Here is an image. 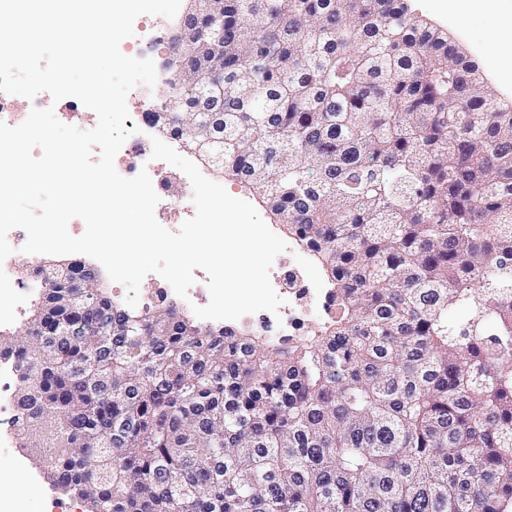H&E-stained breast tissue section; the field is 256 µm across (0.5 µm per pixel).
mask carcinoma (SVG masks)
I'll return each instance as SVG.
<instances>
[{
	"mask_svg": "<svg viewBox=\"0 0 512 512\" xmlns=\"http://www.w3.org/2000/svg\"><path fill=\"white\" fill-rule=\"evenodd\" d=\"M159 130L323 265L289 347L41 277L15 425L87 512H507L512 102L406 0H207ZM211 175L209 177L210 180H213L215 182H224V188L227 190V192L232 195L233 197L245 200L249 203H251L259 212L261 218L264 220V222L267 224V226L277 235L279 236V225L275 224L273 219L271 218V215L268 210H266L265 207H262L256 200L249 194L248 191H246L244 188H242L240 185H238L236 182L231 181L229 179H226L218 174H216L211 168Z\"/></svg>",
	"mask_w": 512,
	"mask_h": 512,
	"instance_id": "1",
	"label": "carcinoma"
}]
</instances>
